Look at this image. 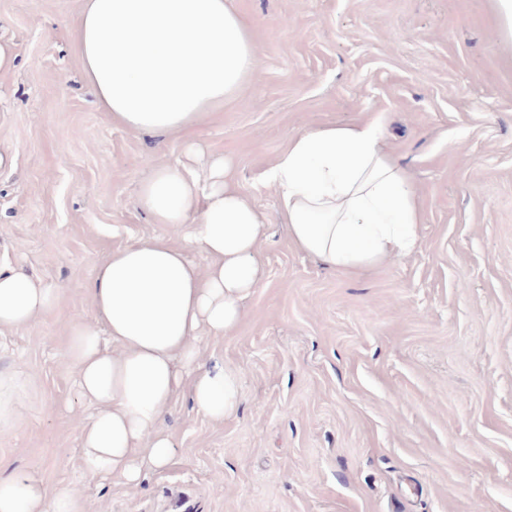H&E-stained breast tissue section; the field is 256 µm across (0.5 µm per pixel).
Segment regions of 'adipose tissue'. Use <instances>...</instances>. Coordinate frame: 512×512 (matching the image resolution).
<instances>
[{"instance_id": "adipose-tissue-1", "label": "adipose tissue", "mask_w": 512, "mask_h": 512, "mask_svg": "<svg viewBox=\"0 0 512 512\" xmlns=\"http://www.w3.org/2000/svg\"><path fill=\"white\" fill-rule=\"evenodd\" d=\"M82 74L113 124L178 138L184 160L155 167L138 204L182 235L113 250L86 293L96 324L75 322L68 354L94 407L79 424L87 471L140 483L173 457L165 415L180 395L209 418L234 415L241 373L205 360L204 337L223 338L259 287L266 215L201 161L192 131L239 95L257 49L232 0H85L74 23ZM293 244L353 275L416 252L422 210L406 169L372 120L291 136L265 173ZM59 290L23 267L0 266V331L32 326ZM0 512H95L72 485L47 489L35 476L0 473Z\"/></svg>"}]
</instances>
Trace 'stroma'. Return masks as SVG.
<instances>
[{
    "label": "stroma",
    "mask_w": 512,
    "mask_h": 512,
    "mask_svg": "<svg viewBox=\"0 0 512 512\" xmlns=\"http://www.w3.org/2000/svg\"><path fill=\"white\" fill-rule=\"evenodd\" d=\"M83 0H0V264L59 288L0 333L29 376L0 469L74 486L98 512H512V39L494 0H236L258 71L195 132L270 222L244 322L203 343L240 370L235 416L178 398L171 465L138 486L91 476L92 405L68 357L112 250L171 235L137 205L181 140L101 112L71 29ZM378 121L423 209L421 245L347 277L291 244L263 180L290 136Z\"/></svg>",
    "instance_id": "1"
}]
</instances>
